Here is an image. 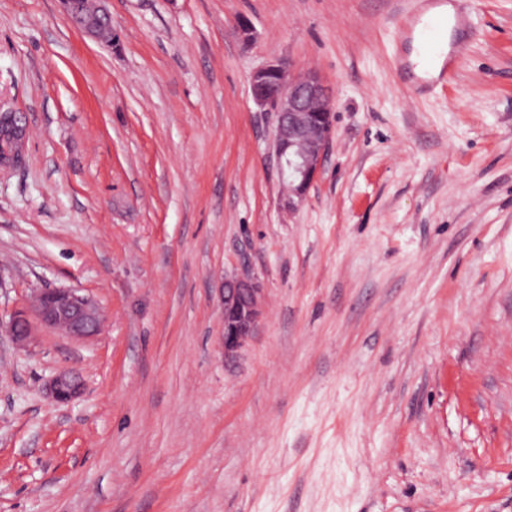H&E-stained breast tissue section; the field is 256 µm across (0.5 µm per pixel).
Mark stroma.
<instances>
[{
  "label": "stroma",
  "instance_id": "obj_1",
  "mask_svg": "<svg viewBox=\"0 0 512 512\" xmlns=\"http://www.w3.org/2000/svg\"><path fill=\"white\" fill-rule=\"evenodd\" d=\"M0 0V325L43 288L98 336L0 334V512H512V0L427 96L397 75L415 0ZM247 22L250 41L237 29ZM275 61L318 72L335 134L294 211ZM264 291L224 359L225 277ZM83 395L49 399L61 369ZM82 0H61L64 12L67 14L73 24L89 37L103 40V34L106 30L112 29V21L108 13L98 7V12L90 0H86L85 9L89 14H85L82 7ZM106 39L110 38L108 32L104 34ZM10 118L6 126L0 125V168H11L18 159L27 137V126L19 112L9 108Z\"/></svg>",
  "mask_w": 512,
  "mask_h": 512
}]
</instances>
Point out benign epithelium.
I'll return each mask as SVG.
<instances>
[{
  "label": "benign epithelium",
  "instance_id": "obj_1",
  "mask_svg": "<svg viewBox=\"0 0 512 512\" xmlns=\"http://www.w3.org/2000/svg\"><path fill=\"white\" fill-rule=\"evenodd\" d=\"M64 12L86 35L103 40L112 28L108 13L85 14L81 0H61ZM255 103L275 117V162L287 183L283 206L294 210L317 179L332 144L334 118L332 93L315 72L293 73L291 63L278 61L255 70L250 77ZM27 137V126L18 112H11L8 125L0 128V168H10L18 159ZM262 289L244 273L224 282V359L234 358L254 333L262 316ZM74 338L98 334L102 311L96 302L71 289L45 288L30 296L28 305L16 311L7 326V336L18 345L32 334V320ZM85 389L81 375L62 371L50 382L48 392L61 404L80 397Z\"/></svg>",
  "mask_w": 512,
  "mask_h": 512
}]
</instances>
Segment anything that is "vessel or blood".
<instances>
[{
	"instance_id": "vessel-or-blood-1",
	"label": "vessel or blood",
	"mask_w": 512,
	"mask_h": 512,
	"mask_svg": "<svg viewBox=\"0 0 512 512\" xmlns=\"http://www.w3.org/2000/svg\"><path fill=\"white\" fill-rule=\"evenodd\" d=\"M400 51L396 70L418 94L448 83L472 33L468 13L448 0H421L418 12L397 21Z\"/></svg>"
}]
</instances>
